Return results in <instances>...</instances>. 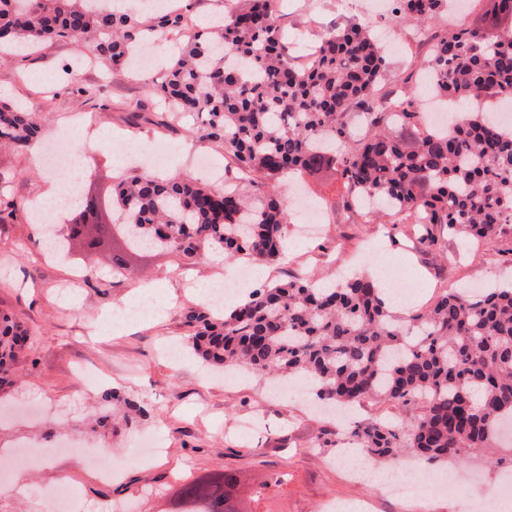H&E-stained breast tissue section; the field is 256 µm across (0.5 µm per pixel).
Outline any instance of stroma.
<instances>
[{
    "label": "stroma",
    "mask_w": 512,
    "mask_h": 512,
    "mask_svg": "<svg viewBox=\"0 0 512 512\" xmlns=\"http://www.w3.org/2000/svg\"><path fill=\"white\" fill-rule=\"evenodd\" d=\"M311 3L318 26L360 15L346 0H279L285 37L297 53L315 38L317 26L306 16ZM78 52L76 43L53 41L0 61V98L35 112L47 137L70 130L93 188H110L113 177L128 170L125 156L160 138L170 147L164 172L200 177L188 160L192 153L228 165L223 147L193 136L191 118L169 119L144 75L127 67L85 69L82 83L106 84L107 92L95 101L74 94L65 70ZM83 112L97 114L101 129L111 131V150L97 149L95 136L76 128ZM186 140L192 148L184 154L179 146ZM62 173L32 167L29 153L0 148V180L14 197L30 200L44 178ZM421 233L418 224H366L344 212L313 233L298 222L288 228L286 257L254 265L249 286L303 274L327 281L368 273L379 260L396 264L416 283L412 298L423 308L436 289L512 277L511 254L467 249L447 237L429 247L420 243ZM81 253L75 242L66 256H49L28 218L0 223V310L14 314L28 333L27 351L0 386V512H54L48 492L58 483L71 485L87 503L110 497L133 503V512H167L181 480L221 469L238 476L245 512H327L342 501L368 504L370 512H469L474 497L499 496L502 471L512 467L507 447L449 465L447 485L436 484L427 466L408 454L390 462L413 473L403 492L388 494L352 476L337 439L367 418L410 422L416 408L367 401L329 415L315 408L313 395H296L290 382L277 389L233 370L205 374L187 345L184 312L200 301L194 282L236 274L237 263L223 253L191 262L135 255L136 277L121 279L113 277L104 251L81 288L64 292L83 267ZM148 283L162 290L163 319L115 330L114 308L131 307L138 287ZM117 398L137 401L147 413L135 427L115 433L106 417ZM143 436L155 437L157 454L141 457ZM101 447L112 450L121 473L116 481L93 474L92 457Z\"/></svg>",
    "instance_id": "1"
}]
</instances>
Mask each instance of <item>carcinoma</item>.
<instances>
[{"label": "carcinoma", "instance_id": "cac0c4a2", "mask_svg": "<svg viewBox=\"0 0 512 512\" xmlns=\"http://www.w3.org/2000/svg\"><path fill=\"white\" fill-rule=\"evenodd\" d=\"M452 0H394L392 20L427 31L415 63L385 92L390 64L369 22L349 19L317 33L302 69L284 38L275 0H242L224 23L186 31L192 4L131 14L96 0H0V42L35 48L48 40L88 46L126 65L146 39L180 35L178 52L147 87L200 138L224 146L244 176L215 188L182 175L135 173L99 199L98 246H112V272L131 274L128 253L168 251L185 261L208 251L266 265L279 261L291 213L278 183L303 174L338 185L333 209L355 196L376 216L424 222L421 242L444 235L496 246L512 241V131L476 111L445 128L426 120L418 75L464 105L481 98L512 105V0H479L494 26L447 25ZM41 126L0 100V143L22 152ZM0 198V220L27 212ZM188 346L205 364L258 376L297 374L338 405H418L412 421L355 423L350 438L388 463L410 452L429 465L461 462L512 439V283L441 291L425 309L393 316L376 280L359 274L328 287L305 276L269 282L216 315L189 308ZM28 334L0 312V372ZM237 477L213 471L180 484L166 512H243Z\"/></svg>", "mask_w": 512, "mask_h": 512}]
</instances>
